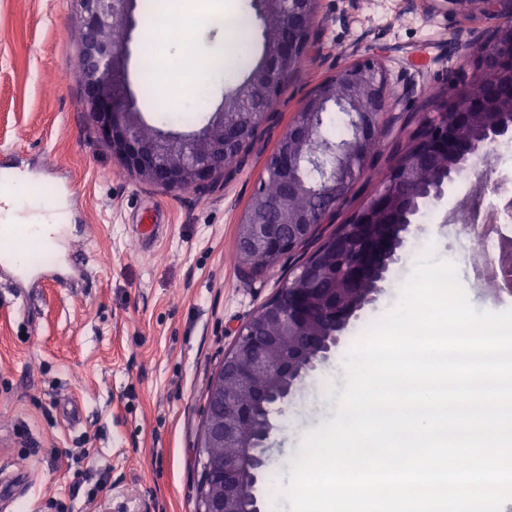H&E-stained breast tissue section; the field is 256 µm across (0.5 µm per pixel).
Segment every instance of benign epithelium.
I'll return each instance as SVG.
<instances>
[{
    "label": "benign epithelium",
    "mask_w": 512,
    "mask_h": 512,
    "mask_svg": "<svg viewBox=\"0 0 512 512\" xmlns=\"http://www.w3.org/2000/svg\"><path fill=\"white\" fill-rule=\"evenodd\" d=\"M71 2L80 31L82 92L91 131L112 148V155L134 180L165 190L206 189L230 179L269 118L258 103L283 92L300 58L320 53L315 38L318 0H254L263 23L261 66L225 95L222 107L199 131L166 133L142 120L128 94V43L138 24L136 0ZM466 9L489 19L511 18L512 0H467ZM118 30L124 32L121 42L114 36ZM453 46L460 60L452 77L454 93L433 101V111L420 119L413 146L399 156L382 187L350 223L375 224L390 214L398 196L414 193L413 174L423 157L442 152L453 162L445 181L472 174L484 192L504 197L502 181L490 180L485 168L492 145L512 136V94L490 101L485 91L505 70L512 71V26L494 25L468 40H455ZM338 85L345 87L341 98L336 97ZM332 112L347 117L350 133L339 141L323 132L325 118ZM391 112L387 70L375 58L335 71L304 96L265 165L266 173L278 177L285 192L272 200L255 191L240 218L236 247L244 269L258 271L253 263L257 254L264 257L262 269L275 268L315 239L372 167L393 122ZM296 195L312 197L317 205L298 213L292 206ZM386 250L383 242H361L345 259L342 276L352 283L373 274ZM321 287V265L307 257L293 277L238 328L205 397L197 446L203 473L197 512H264L256 485L265 466L272 424L268 417L254 423V409L272 400L288 402L295 384L315 368L354 316L334 314V331L326 340L317 341L308 333L288 335L303 317L317 315L307 311L301 295H317ZM266 320L276 321L283 335H264ZM281 349L285 355L278 363V375L284 385L277 391L255 385L251 403H235V387ZM211 448H222L224 454L214 456Z\"/></svg>",
    "instance_id": "7a95c632"
}]
</instances>
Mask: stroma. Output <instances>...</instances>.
<instances>
[{"label":"stroma","instance_id":"stroma-1","mask_svg":"<svg viewBox=\"0 0 512 512\" xmlns=\"http://www.w3.org/2000/svg\"><path fill=\"white\" fill-rule=\"evenodd\" d=\"M235 5L250 22L247 63L226 68L203 102L156 112L140 80L147 58L142 23L153 4L137 0L128 82L149 125L184 134L200 129L225 92L257 67L262 22L252 0ZM491 24L480 14L448 10L444 0H321V54L278 97L244 165L214 187L167 192L135 182L111 148L93 138L70 0H0V162L25 172L45 202L77 198L71 234L85 261L83 277L74 279L57 253L31 249L28 266L38 278L0 286V512H195V443L206 388L236 328L299 262L294 256L251 273L233 255L238 219L301 99L366 55L381 57L394 92L396 119L385 146L337 207L333 224L324 225L328 234L380 188L435 96L453 94L459 59L452 38ZM192 28L191 40L166 45L171 72L188 55L214 63L224 57L229 34L221 19ZM471 190V178L463 176L421 205L380 291L351 318L328 360L272 413L260 497L287 482L306 433L336 418L352 343L398 300L427 250L440 260L456 250L448 217ZM147 209L155 210L160 231L144 247L135 230ZM69 402L80 410L79 423L62 415Z\"/></svg>","mask_w":512,"mask_h":512}]
</instances>
